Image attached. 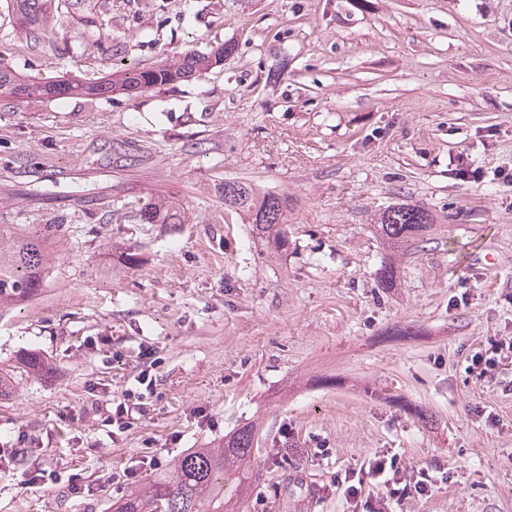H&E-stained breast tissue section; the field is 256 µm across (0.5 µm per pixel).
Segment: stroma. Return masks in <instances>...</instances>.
<instances>
[{
    "label": "stroma",
    "instance_id": "obj_1",
    "mask_svg": "<svg viewBox=\"0 0 512 512\" xmlns=\"http://www.w3.org/2000/svg\"><path fill=\"white\" fill-rule=\"evenodd\" d=\"M224 44L173 85L0 98V229L59 227L40 293L0 308V367L51 364L0 399V512H112L246 424L241 512H349L335 474L382 450L452 473L396 512H512V392L466 372L512 336V0H52L35 36L0 0V65L30 79ZM228 179L288 195L287 250L225 209ZM393 203L433 215L422 246L384 243ZM149 204L182 223H141ZM145 368L129 430L84 415ZM37 469L90 491L22 488Z\"/></svg>",
    "mask_w": 512,
    "mask_h": 512
}]
</instances>
